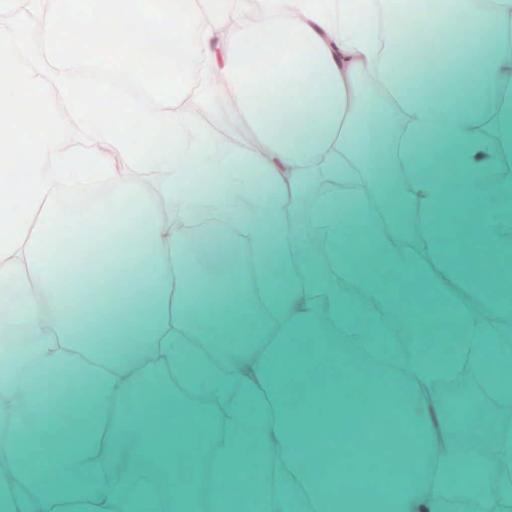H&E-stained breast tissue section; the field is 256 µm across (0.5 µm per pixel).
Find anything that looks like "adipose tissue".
I'll return each mask as SVG.
<instances>
[{
  "instance_id": "adipose-tissue-1",
  "label": "adipose tissue",
  "mask_w": 512,
  "mask_h": 512,
  "mask_svg": "<svg viewBox=\"0 0 512 512\" xmlns=\"http://www.w3.org/2000/svg\"><path fill=\"white\" fill-rule=\"evenodd\" d=\"M194 3L209 45L224 47L219 120L246 122L262 149L197 128L184 148L162 144L141 164L153 177L144 185L109 147L120 187L101 192L94 212L61 219L0 260V465L13 474L0 487V512H139L156 494L162 512H254L259 502L265 512H512V431L449 416L443 393L463 362L485 390L512 399V378L485 373L491 345L512 356L503 331L512 290L471 251L477 240L512 254L504 234L512 183L497 204L485 183L512 146V0H450L444 11L420 0L418 23L450 39L445 56L416 69L407 0ZM461 16L468 29L452 35ZM488 120L495 136H472ZM385 163L400 169L395 182H383ZM323 178L364 179L373 191L341 208L310 194ZM228 224L255 262L277 270L279 285L262 303L271 319L257 331L249 307L224 302L226 284L252 292L250 280L229 278ZM305 225L321 235L337 278L372 292L386 270L396 297L358 308L307 255ZM414 233L436 248L446 276L394 247ZM197 249L207 261L194 272ZM85 250L91 259L73 277L72 257ZM452 280L478 284L500 321L475 319L449 293ZM200 299L205 307L195 308ZM376 330L405 339L390 372L406 390L413 431L390 430L388 443L413 468L394 479L302 453L337 421L380 413L376 376L335 344L341 334L372 346ZM166 369L183 371L187 386L206 373L214 401L233 393L234 418L190 405L168 386ZM64 379L89 386L105 427L81 452L32 460V449L59 445L55 387ZM297 385L305 395L283 402ZM19 389L28 397L22 410L7 403ZM148 390L163 404L152 425L132 415ZM468 437L490 439L496 452L471 451L462 469ZM271 443L277 459L243 454ZM440 445L447 455L434 454ZM103 446L111 457H95ZM180 448L205 471V490L175 465Z\"/></svg>"
}]
</instances>
